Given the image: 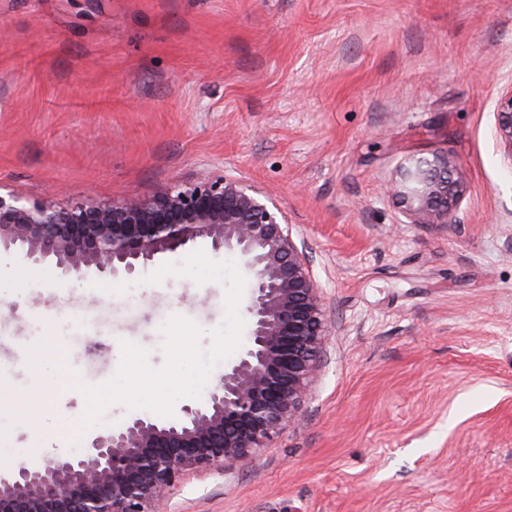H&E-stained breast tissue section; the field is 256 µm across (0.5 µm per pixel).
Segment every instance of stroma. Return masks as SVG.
<instances>
[{"mask_svg":"<svg viewBox=\"0 0 512 512\" xmlns=\"http://www.w3.org/2000/svg\"><path fill=\"white\" fill-rule=\"evenodd\" d=\"M512 0H0V187L101 201L229 176L272 196L322 292L330 332L297 422L269 448L193 473L166 512H512ZM457 162L446 224H415L413 156ZM0 385L34 387L40 316L60 315L84 387L121 343L166 362L162 324L226 319V285L152 267L63 281L0 252ZM29 463L50 434L9 415ZM495 127L504 155L512 161V88L497 104Z\"/></svg>","mask_w":512,"mask_h":512,"instance_id":"35a3bbf8","label":"stroma"}]
</instances>
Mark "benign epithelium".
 <instances>
[{"mask_svg": "<svg viewBox=\"0 0 512 512\" xmlns=\"http://www.w3.org/2000/svg\"><path fill=\"white\" fill-rule=\"evenodd\" d=\"M495 127L512 161V90ZM455 160L412 157L396 192L414 224H446L462 196ZM205 243L235 252L250 288L249 345L202 403L161 421L132 418L91 437L78 454L0 477V512H159L164 494L191 472L247 459L282 432L316 375L329 330L319 287L287 216L272 197L221 176L152 194L61 205L0 191V249L20 248L63 275H133L167 253Z\"/></svg>", "mask_w": 512, "mask_h": 512, "instance_id": "obj_1", "label": "benign epithelium"}]
</instances>
